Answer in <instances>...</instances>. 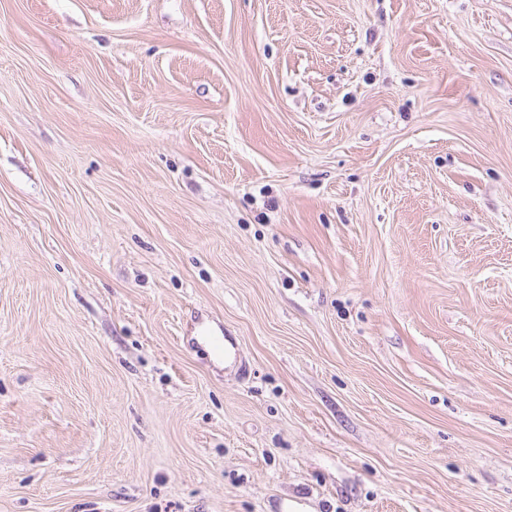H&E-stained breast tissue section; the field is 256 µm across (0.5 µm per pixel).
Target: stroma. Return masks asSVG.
Masks as SVG:
<instances>
[{"label":"stroma","mask_w":512,"mask_h":512,"mask_svg":"<svg viewBox=\"0 0 512 512\" xmlns=\"http://www.w3.org/2000/svg\"><path fill=\"white\" fill-rule=\"evenodd\" d=\"M0 512H512V0H0Z\"/></svg>","instance_id":"obj_1"}]
</instances>
